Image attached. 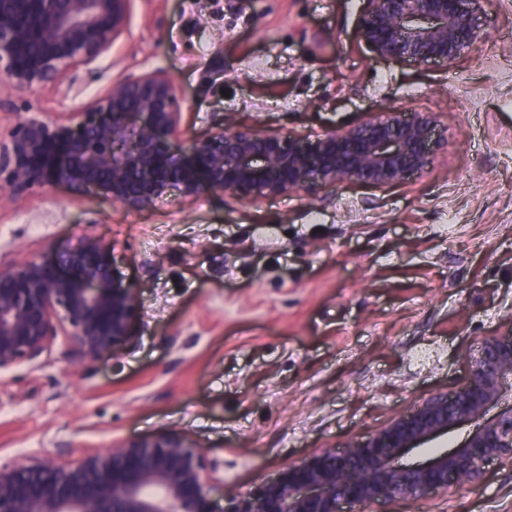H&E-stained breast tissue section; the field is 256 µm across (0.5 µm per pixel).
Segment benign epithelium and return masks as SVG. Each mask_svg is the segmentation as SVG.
<instances>
[{"instance_id": "benign-epithelium-1", "label": "benign epithelium", "mask_w": 512, "mask_h": 512, "mask_svg": "<svg viewBox=\"0 0 512 512\" xmlns=\"http://www.w3.org/2000/svg\"><path fill=\"white\" fill-rule=\"evenodd\" d=\"M483 0H364L358 36L376 58L450 65L486 37ZM131 0H0V76L16 88L60 85L90 67L124 36ZM432 112L391 108L316 135H284L224 114L199 137L183 136L173 78L154 70L112 83L91 112L36 115L0 141V174L20 194L64 183L94 188L129 210L150 208L173 189L186 198L228 194L263 200L362 183L398 185L428 168L438 145ZM141 308L138 289L110 245L85 236L51 260L35 254L0 264V372L43 365L57 342L84 363L126 349ZM465 382L434 393L409 413L343 451L323 448L284 466L246 494L224 492L217 467L176 430L123 440L76 459L68 449L0 459V512H360L450 484H474L484 466L512 461V406L453 451L399 465L408 448L480 417L512 377V334L485 339L468 356Z\"/></svg>"}]
</instances>
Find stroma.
Returning <instances> with one entry per match:
<instances>
[{"label": "stroma", "instance_id": "1", "mask_svg": "<svg viewBox=\"0 0 512 512\" xmlns=\"http://www.w3.org/2000/svg\"><path fill=\"white\" fill-rule=\"evenodd\" d=\"M362 0H133L128 33L70 92L0 81V140L21 115L89 111L113 81L172 76L185 136L219 113L321 134L397 106L432 112L430 166L251 204L170 194L131 211L56 184L0 190V262L96 235L140 290L120 357L0 375V458L181 432L248 492L323 448L344 449L467 376V355L512 332V0H484L487 37L452 66L373 57ZM381 512H512V461L475 485Z\"/></svg>", "mask_w": 512, "mask_h": 512}]
</instances>
